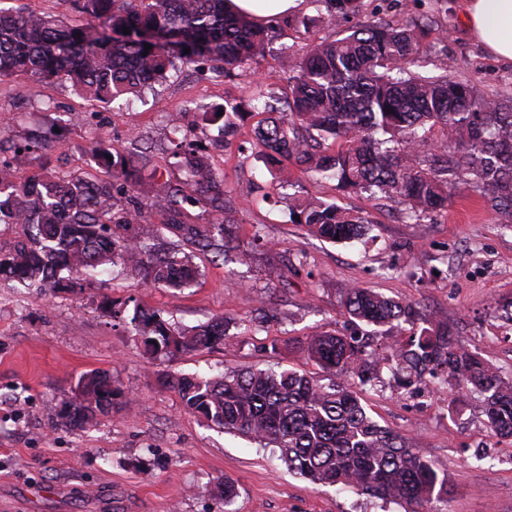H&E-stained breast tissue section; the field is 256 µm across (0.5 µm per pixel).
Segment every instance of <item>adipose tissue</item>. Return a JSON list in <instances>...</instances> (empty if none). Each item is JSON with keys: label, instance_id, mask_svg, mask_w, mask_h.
<instances>
[{"label": "adipose tissue", "instance_id": "1", "mask_svg": "<svg viewBox=\"0 0 512 512\" xmlns=\"http://www.w3.org/2000/svg\"><path fill=\"white\" fill-rule=\"evenodd\" d=\"M465 20L490 54L512 64V0H465Z\"/></svg>", "mask_w": 512, "mask_h": 512}]
</instances>
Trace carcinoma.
I'll return each mask as SVG.
<instances>
[{
  "instance_id": "1",
  "label": "carcinoma",
  "mask_w": 512,
  "mask_h": 512,
  "mask_svg": "<svg viewBox=\"0 0 512 512\" xmlns=\"http://www.w3.org/2000/svg\"><path fill=\"white\" fill-rule=\"evenodd\" d=\"M82 25L22 9L0 10V78L27 75L37 81L71 83L105 106L167 78L176 64H209L231 79L270 49L268 27L230 12L226 0H75ZM329 23L351 18L347 35L293 54L288 96L252 95L224 100V124L212 141L224 148L247 112L268 114L253 134L270 164L294 162L340 190L403 206L404 217L420 224L448 209L459 191L477 193L501 224L512 227V98L490 97L476 85L448 75V55L434 71L419 70L420 42L430 22L362 20L363 0H312ZM130 33H123V28ZM152 48L145 50V45ZM190 49L184 53V49ZM442 133L434 140V129ZM40 140L17 144L0 139V224H25L29 237L0 254V277L42 290L84 288L121 263L143 279L185 288L197 277L191 254L173 246L148 247L145 211L165 216L197 251L224 258L216 237L235 223L236 208L224 201L203 148L180 145L185 182L158 184L148 202L138 196L133 175L148 168L145 152L135 162L94 156L102 177H60L41 160ZM38 161L27 181H12L20 155ZM206 201L220 215L215 224H185L187 206ZM294 223L325 240L362 237L372 220L359 211L313 197L290 206ZM344 307L351 321L398 325L414 317L401 302L365 288L348 289ZM130 324L152 354L212 350L227 339L219 318L176 331L157 312H136ZM307 358L329 375L328 382L294 370L242 371L212 378L168 376L163 385L178 392L186 408L226 432L243 434L277 448L288 466L320 484H341L389 502L429 512L448 497V476L393 431L379 426L361 398L338 381L352 376L372 382L381 362L365 343L322 332L306 341ZM393 376L403 373L454 384L461 394L483 397L491 430L512 437V379L502 377L453 337L446 325L410 328L406 345L391 353ZM112 378L92 372L77 383L73 411L60 413L72 431L112 411Z\"/></svg>"
}]
</instances>
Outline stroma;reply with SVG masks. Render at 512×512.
Wrapping results in <instances>:
<instances>
[{"instance_id":"stroma-1","label":"stroma","mask_w":512,"mask_h":512,"mask_svg":"<svg viewBox=\"0 0 512 512\" xmlns=\"http://www.w3.org/2000/svg\"><path fill=\"white\" fill-rule=\"evenodd\" d=\"M416 17H431L423 60L444 44L453 76L484 93L512 97V65L493 59L469 35L462 0H414ZM298 24L271 25V53L241 76L217 81L209 72H170L143 99L114 112L58 80L27 76L0 80V136L24 140L45 123V105L64 119L42 155L59 174L94 175L93 149L126 156L149 148L165 179L182 181L171 130L186 124L198 144L215 139L212 113L226 96L260 89L285 96L290 50L334 38L316 5L305 0ZM258 115L239 124L227 148L209 162L233 200L236 222L224 235V258L196 253V282L175 290L109 267L81 292L40 291L0 280V512H404L401 505L289 471L277 449L224 433L185 409L160 384L169 375L217 376L243 369L317 373L302 350L323 331L366 334L368 343L399 346L407 326L353 324L344 313L348 289L371 288L412 304L418 320L445 323L471 350L512 378V322L499 306L512 302V229L503 228L475 193L455 196L436 221H401L400 204H374L337 191L312 173L292 169L275 188L261 161L238 146L251 139ZM334 200L369 213L363 238L333 244L290 221L291 197ZM282 276H268L270 265ZM128 310L161 311L172 326L191 328L221 317L229 343L205 352L152 356L129 321L111 317L103 299ZM110 375L112 411L82 431L60 426L58 414L76 396L85 373ZM368 414L417 448L448 477L447 502L437 512H512V439L493 436L480 395L452 406L449 385L429 378L400 385L388 369L363 386L350 379ZM231 480V504L216 486Z\"/></svg>"}]
</instances>
